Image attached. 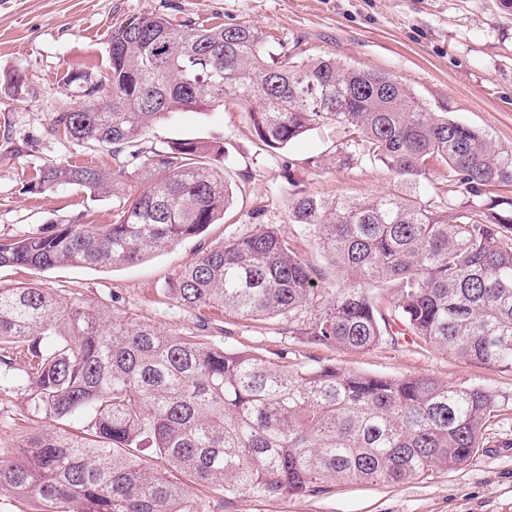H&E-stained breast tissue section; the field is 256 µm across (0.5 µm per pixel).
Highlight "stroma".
Masks as SVG:
<instances>
[{"label":"stroma","mask_w":512,"mask_h":512,"mask_svg":"<svg viewBox=\"0 0 512 512\" xmlns=\"http://www.w3.org/2000/svg\"><path fill=\"white\" fill-rule=\"evenodd\" d=\"M148 13L187 24L251 25L266 35L270 54L288 53L299 60L331 55L387 72L433 111L512 146V9L501 0H0V239L57 224H108L113 211L127 203L125 191L94 194L64 185L28 194L22 184L36 169L66 160L111 168V149L54 136L51 118L72 104L63 75L103 70L113 25ZM183 138L224 143V178L233 202L223 220L134 265L45 271L0 267V285H35L88 302H110L161 330L196 336L228 351L283 357L305 370L333 364L371 375H429L451 385L484 388L496 401L482 447L457 468L397 486L336 485L305 497H228L187 483L188 494L206 512H512V372L403 341L386 339L358 351L314 344L289 334L282 316L244 319L220 307L185 309L168 297L178 273L199 250L261 224L280 225L303 258L322 263L313 241L288 221L291 193L329 202L411 195L442 209L448 204L444 168L432 166L427 178L414 182L377 161L338 165L336 150L345 132L334 123L273 150L255 136L248 113L232 105L165 114L143 146L163 149ZM24 385L19 370L0 382V448H17L34 427Z\"/></svg>","instance_id":"obj_1"}]
</instances>
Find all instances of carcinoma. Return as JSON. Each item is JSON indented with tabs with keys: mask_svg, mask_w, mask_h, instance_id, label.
<instances>
[{
	"mask_svg": "<svg viewBox=\"0 0 512 512\" xmlns=\"http://www.w3.org/2000/svg\"><path fill=\"white\" fill-rule=\"evenodd\" d=\"M264 45L250 26L161 14L112 27L105 74L62 77L66 94L93 99L96 111L58 112L51 130L111 148L115 165L51 163L26 190L96 193L134 178L138 191L110 224L0 240V267L131 265L217 223L232 201L224 143L187 138L146 151L142 137L164 114L230 100L271 149L337 123L346 133L337 163L379 161L418 180L440 162L463 200L437 210L414 197L296 195L289 221L335 268L334 287H322L326 268L303 259L280 226L264 224L187 263L170 288L177 304L286 315L311 341L349 350L407 336L511 372L512 197L494 189L512 187V147L430 110L387 73L274 57ZM0 364L6 377L25 373L40 423L20 449L0 451V493L37 512H205L170 470L228 497L397 486L470 459L496 408L480 387L335 365L298 372L36 286L0 287ZM147 447L168 470L146 463Z\"/></svg>",
	"mask_w": 512,
	"mask_h": 512,
	"instance_id": "obj_1",
	"label": "carcinoma"
}]
</instances>
